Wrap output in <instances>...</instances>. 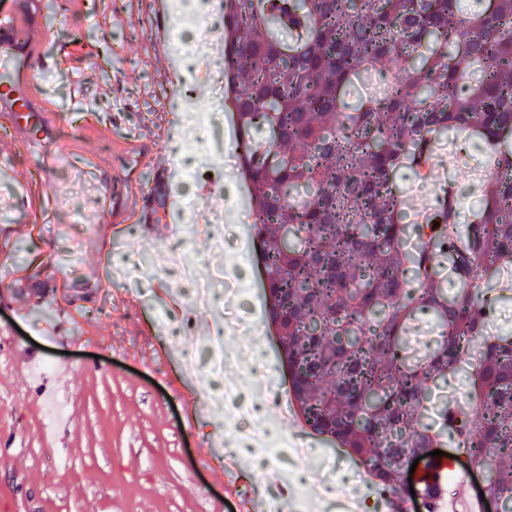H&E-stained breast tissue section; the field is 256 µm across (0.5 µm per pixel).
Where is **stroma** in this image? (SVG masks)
I'll list each match as a JSON object with an SVG mask.
<instances>
[{"label": "stroma", "mask_w": 512, "mask_h": 512, "mask_svg": "<svg viewBox=\"0 0 512 512\" xmlns=\"http://www.w3.org/2000/svg\"><path fill=\"white\" fill-rule=\"evenodd\" d=\"M35 29L42 78L61 120L73 121L75 154L58 161L57 147L38 142L14 150L0 136V512H240L256 491H268L262 465L240 462L225 473L236 436L198 400L199 381L181 369L200 356L205 333L185 327L179 349L167 343L163 321L184 299L144 287L152 265L135 255L133 237L154 238L147 225L96 220L112 169L124 167L120 141L151 138L164 125L188 140L197 130L172 115L176 89L164 40L173 13L153 0H41ZM173 197L196 198L210 210L247 222L242 198L207 186L181 185L164 170L146 173ZM46 189L32 194L34 181ZM54 221L38 223L41 209ZM85 232L68 240L71 214ZM28 305L17 314L16 304ZM66 317L69 332L48 324ZM248 333L227 337L228 349L254 348L234 373L239 389L258 377L281 379L284 368L266 320L247 317ZM66 363L74 391L54 398V367ZM70 428L54 432L60 418ZM323 459L335 460L339 498H373L347 456L309 435Z\"/></svg>", "instance_id": "obj_1"}]
</instances>
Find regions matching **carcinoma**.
Instances as JSON below:
<instances>
[{
    "label": "carcinoma",
    "instance_id": "carcinoma-1",
    "mask_svg": "<svg viewBox=\"0 0 512 512\" xmlns=\"http://www.w3.org/2000/svg\"><path fill=\"white\" fill-rule=\"evenodd\" d=\"M379 61L391 79L367 94ZM224 73L304 425L393 493L447 438L512 506V334L487 332L512 303V0H228ZM444 137L457 168L485 169L481 194L465 221L451 192L409 224L398 178L427 180ZM422 318L435 337L417 350Z\"/></svg>",
    "mask_w": 512,
    "mask_h": 512
}]
</instances>
